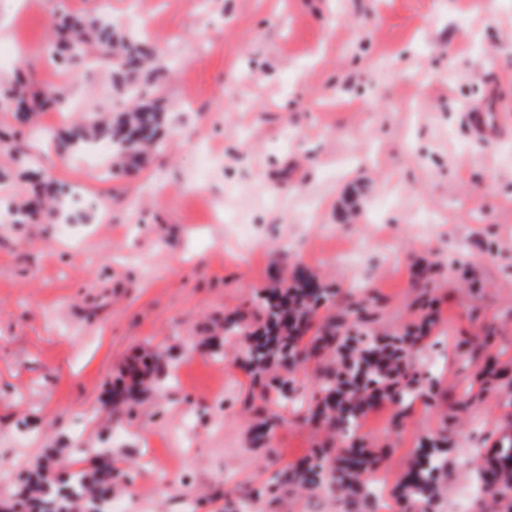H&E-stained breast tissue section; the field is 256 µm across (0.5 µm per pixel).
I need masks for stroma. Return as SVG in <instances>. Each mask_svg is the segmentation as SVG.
<instances>
[{"instance_id":"1","label":"stroma","mask_w":512,"mask_h":512,"mask_svg":"<svg viewBox=\"0 0 512 512\" xmlns=\"http://www.w3.org/2000/svg\"><path fill=\"white\" fill-rule=\"evenodd\" d=\"M99 13L177 61L151 76L163 147L138 165L107 155L122 166L109 179L59 138L112 117L123 92L100 55L63 68L50 53L64 17ZM508 47L512 0H0V89L26 77L68 101L0 104V499L47 449L77 443L133 474L124 512H179L186 497L234 512L241 488L256 512H309L312 489L274 496L269 479L312 449L363 443L381 460L353 512H401L393 487L438 445L442 494L423 512H454L472 485L469 512L488 499L512 512V492L480 485L485 455L512 441V138L480 142L463 119L487 73L512 86ZM33 165L65 193L20 224ZM302 272L342 291L310 335H403L432 307L438 326L412 354V403L326 430L308 409L328 352L299 366L258 439L244 345L221 326L249 334L258 294ZM157 348L174 357L170 386L113 415L112 379ZM188 412L194 452L173 439ZM161 465L190 482L153 495Z\"/></svg>"}]
</instances>
